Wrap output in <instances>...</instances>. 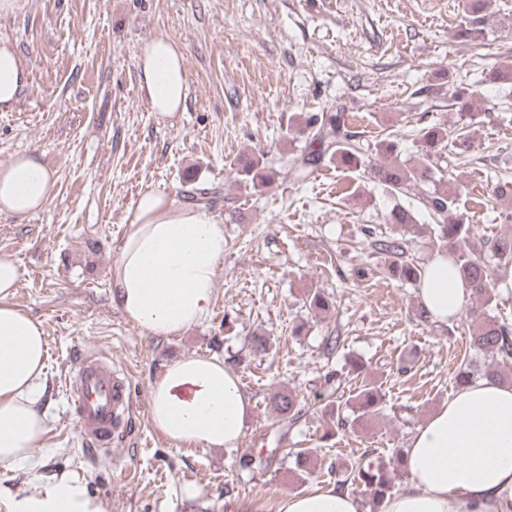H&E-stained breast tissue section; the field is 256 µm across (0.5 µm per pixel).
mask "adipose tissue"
Returning <instances> with one entry per match:
<instances>
[{
  "label": "adipose tissue",
  "instance_id": "1",
  "mask_svg": "<svg viewBox=\"0 0 512 512\" xmlns=\"http://www.w3.org/2000/svg\"><path fill=\"white\" fill-rule=\"evenodd\" d=\"M141 85L157 117L183 109L184 53L159 35L139 56ZM28 73L0 40V112L13 111ZM53 172L32 152L0 162V215L36 214L52 199ZM112 267V301L146 335L171 337L208 314L224 259V225L207 207L140 193ZM418 297L433 322L462 315L470 291L447 257L432 255ZM16 258L0 254V467L14 468L42 447L47 347L40 321L13 302ZM150 420L169 441L235 447L250 414L238 376L215 357L187 356L166 368L149 393ZM408 482L380 512H512V385L489 378L465 384L419 427L402 451ZM6 512H108L83 484L60 476L0 493ZM278 512H363L361 498L330 486L285 496Z\"/></svg>",
  "mask_w": 512,
  "mask_h": 512
}]
</instances>
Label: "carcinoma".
Returning a JSON list of instances; mask_svg holds the SVG:
<instances>
[{
  "label": "carcinoma",
  "instance_id": "1",
  "mask_svg": "<svg viewBox=\"0 0 512 512\" xmlns=\"http://www.w3.org/2000/svg\"><path fill=\"white\" fill-rule=\"evenodd\" d=\"M491 5L492 0H471L469 10L465 11L457 26L456 38L472 45L480 44L485 37ZM485 81L512 83V63L489 72ZM478 97L480 91L474 85L456 90L452 106L459 116V127L452 131L445 125L420 129L417 140L421 152L418 161L412 165L400 159L394 150V143L383 139L378 141L377 151L387 155V159L369 166L360 146L345 131L342 113H324L319 117L311 115L301 124V131L307 133L310 142L318 144V147L292 158L288 169L275 176L283 180L289 178L303 181L308 177L309 169L317 167L322 160L328 158L336 161V165L348 169H368L370 179L384 186L393 196H406L421 185L431 186L419 201L434 221L430 225L434 249L448 256L458 277L470 289L475 303L484 309L495 307L497 283L489 273L483 245L476 237L473 225L466 223L462 215L457 213L458 188L448 186L447 174L439 163L443 153L453 156L457 154L459 146L469 141L473 129L467 120L476 116L474 104ZM236 175L241 177V182L255 188L267 186L273 176L266 171L262 158L249 153L238 159ZM384 223L393 225L394 232H378L374 227H364V234L370 238L372 249L383 256L385 270L406 282L420 285L424 264L414 259L406 238L415 229V215L409 209L397 207L386 216ZM490 252L499 269L506 271L512 267V239L507 237L495 240L490 245ZM471 325L470 348L474 355L484 357L482 376L494 380L506 379L505 371L512 370V323L505 318L487 315L479 319L473 315ZM350 366L361 377V381L356 387V393L346 400L337 395L343 370L332 368L324 375L328 394L321 396V400L331 407L338 432L355 430L361 422L382 414L384 410L380 388L368 379L364 364L352 360ZM267 408L274 418L292 423L298 420L301 412L297 397L282 391L270 396ZM283 452L284 449L277 446L261 449L256 455L239 457L238 466L247 470L261 469ZM339 473L341 477L337 479V485L343 488L351 484L363 489L369 497L371 512H376L384 499L392 495L391 471L382 461L346 465Z\"/></svg>",
  "mask_w": 512,
  "mask_h": 512
}]
</instances>
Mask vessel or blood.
Wrapping results in <instances>:
<instances>
[{"label": "vessel or blood", "mask_w": 512, "mask_h": 512, "mask_svg": "<svg viewBox=\"0 0 512 512\" xmlns=\"http://www.w3.org/2000/svg\"><path fill=\"white\" fill-rule=\"evenodd\" d=\"M69 364L79 432L87 445L111 451L113 438L133 412L128 377L111 358L90 347L72 351Z\"/></svg>", "instance_id": "1"}]
</instances>
